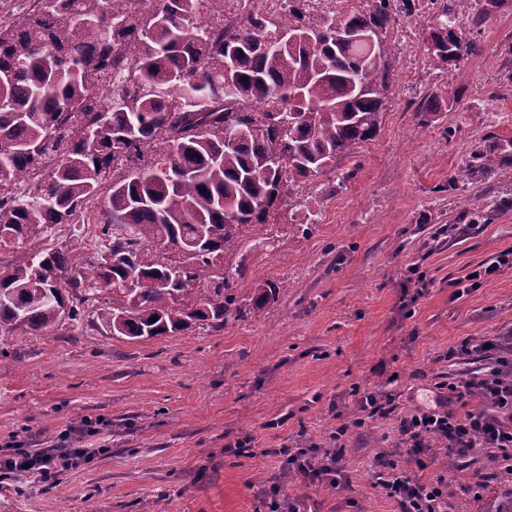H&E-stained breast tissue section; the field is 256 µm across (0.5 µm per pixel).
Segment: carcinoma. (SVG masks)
I'll use <instances>...</instances> for the list:
<instances>
[{
  "mask_svg": "<svg viewBox=\"0 0 512 512\" xmlns=\"http://www.w3.org/2000/svg\"><path fill=\"white\" fill-rule=\"evenodd\" d=\"M311 2L288 0L279 21L252 0L238 30L224 0H34L0 24L1 335L78 324L89 306L128 339L245 313L233 271L200 302L191 283L242 250V227L265 223L297 183L374 140L392 85L389 45L360 35L395 21L393 0L338 18L315 17ZM460 9L484 21L472 0H441L427 45L456 67L476 52ZM278 31L298 37L267 45ZM511 150L487 136L468 175ZM95 198L109 238L97 256L39 246ZM202 232L181 262L151 255Z\"/></svg>",
  "mask_w": 512,
  "mask_h": 512,
  "instance_id": "obj_1",
  "label": "carcinoma"
}]
</instances>
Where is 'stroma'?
<instances>
[{
	"label": "stroma",
	"mask_w": 512,
	"mask_h": 512,
	"mask_svg": "<svg viewBox=\"0 0 512 512\" xmlns=\"http://www.w3.org/2000/svg\"><path fill=\"white\" fill-rule=\"evenodd\" d=\"M435 20L430 0H415L383 34L393 85L378 136L314 177L303 200L245 226L248 250L226 256L244 268L240 297L277 284L264 307L140 341L87 319L0 336V458L105 421L83 441L96 456L53 486L0 478V512H268L274 484L301 512H401L376 485L384 464L410 463L400 417L481 367V340L512 331V266L461 284L512 249V181L466 176L488 134L512 139V0L477 26L459 15L478 50L456 70L425 48ZM427 96L442 110L419 113ZM475 212L487 221L471 223ZM367 393L393 411L350 430L343 488L282 481L283 449L330 447ZM447 462L426 454L416 474L447 477L464 512H494L512 490L489 450L465 457L460 478Z\"/></svg>",
	"instance_id": "1"
}]
</instances>
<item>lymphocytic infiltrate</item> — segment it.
<instances>
[{
	"label": "lymphocytic infiltrate",
	"mask_w": 512,
	"mask_h": 512,
	"mask_svg": "<svg viewBox=\"0 0 512 512\" xmlns=\"http://www.w3.org/2000/svg\"><path fill=\"white\" fill-rule=\"evenodd\" d=\"M486 354L487 361L480 369L466 379L449 383L447 390L438 392L434 405L401 417V441L413 461H420L436 445L457 457L485 448L494 450L512 468V336L490 338ZM472 397L483 399V406L458 414L456 404ZM349 430V423L339 424L334 434L335 450H323L321 455H313L307 448L287 452L286 466L308 480L324 479L330 486L339 487L345 479L342 459ZM82 462L81 456L65 448H19L0 460V472L45 484L62 470ZM377 485L400 505L402 512H454L446 479L424 481L395 467L379 473Z\"/></svg>",
	"instance_id": "lymphocytic-infiltrate-1"
}]
</instances>
